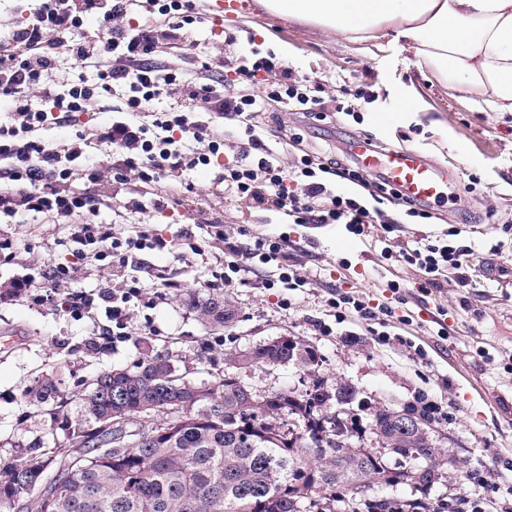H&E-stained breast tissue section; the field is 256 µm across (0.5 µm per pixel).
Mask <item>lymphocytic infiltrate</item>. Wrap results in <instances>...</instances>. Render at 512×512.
I'll return each mask as SVG.
<instances>
[{"instance_id":"lymphocytic-infiltrate-1","label":"lymphocytic infiltrate","mask_w":512,"mask_h":512,"mask_svg":"<svg viewBox=\"0 0 512 512\" xmlns=\"http://www.w3.org/2000/svg\"><path fill=\"white\" fill-rule=\"evenodd\" d=\"M156 4L157 0H28L20 9V19L0 38V104L6 115L0 120V160L8 161V187L0 188V217L12 218L28 211L69 217L93 211V197L71 190L68 183L74 170H82L86 182L101 185L108 178L134 175L142 183L157 181L185 166L210 164L219 153L217 141L208 133L210 124L192 119L193 110L214 112L236 121L248 147L242 161L225 165L216 174L214 187L225 186L253 208L273 210L297 224H349L363 231L368 224H385L389 218L383 205L394 193L386 182L367 186L359 170L345 165L338 155L314 158L303 156L291 167H282L278 156L258 131L256 116L268 104L277 103L292 112H311L316 105L320 82L297 76L292 67L277 59L274 52L249 49L250 64L238 66L239 80L250 81L257 72L272 74L262 95L233 98L224 96L222 79L199 84L193 95L196 107L180 104L169 107L152 125L140 124L136 116L148 111L151 103L171 95L178 77L150 60L158 45L150 31L128 30L120 25L129 6ZM94 19L105 30V44L83 30L86 19ZM107 49L121 59L118 67L99 71L93 84L79 83L57 89L50 74L59 55L66 54L80 64L96 60L99 49ZM120 92L119 105L99 139L112 147V162L102 168L84 163L82 148L60 152L37 138L53 112H84L90 103ZM39 94L44 106L32 109L30 94ZM467 246L427 244L407 252V262L426 273L438 272L442 264L462 268ZM73 267L59 264L13 281L12 293L38 303L64 298L65 308L76 316L103 307L116 329H124L129 305L144 298L140 282L93 297L85 291H66L73 281Z\"/></svg>"}]
</instances>
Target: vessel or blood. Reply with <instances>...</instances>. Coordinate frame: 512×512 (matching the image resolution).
<instances>
[{"label": "vessel or blood", "mask_w": 512, "mask_h": 512, "mask_svg": "<svg viewBox=\"0 0 512 512\" xmlns=\"http://www.w3.org/2000/svg\"><path fill=\"white\" fill-rule=\"evenodd\" d=\"M351 151L362 168L383 175L405 198L428 203L444 197L447 183L439 170L419 151L381 150L367 139L354 138Z\"/></svg>", "instance_id": "vessel-or-blood-1"}]
</instances>
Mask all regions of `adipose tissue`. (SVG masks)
<instances>
[{
	"mask_svg": "<svg viewBox=\"0 0 512 512\" xmlns=\"http://www.w3.org/2000/svg\"><path fill=\"white\" fill-rule=\"evenodd\" d=\"M278 15L339 33L394 28L417 63L448 87L512 114V0H256Z\"/></svg>",
	"mask_w": 512,
	"mask_h": 512,
	"instance_id": "obj_1",
	"label": "adipose tissue"
}]
</instances>
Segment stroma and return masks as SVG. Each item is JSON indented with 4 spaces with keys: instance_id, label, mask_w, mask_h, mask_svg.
I'll return each mask as SVG.
<instances>
[{
    "instance_id": "stroma-1",
    "label": "stroma",
    "mask_w": 512,
    "mask_h": 512,
    "mask_svg": "<svg viewBox=\"0 0 512 512\" xmlns=\"http://www.w3.org/2000/svg\"><path fill=\"white\" fill-rule=\"evenodd\" d=\"M172 18L132 7L124 26L163 34L155 65L183 79L224 77L227 95H259L271 76L258 72L238 83L233 67L249 43L283 55L299 74L323 86L317 116L271 107L262 117L265 141L282 143L291 165L303 155L326 156L365 136L388 146L420 151L448 176V195L431 205V218H404L401 200L385 203L393 227L376 224L356 234L343 224H292L282 215L247 207L234 192L212 187L217 165L186 167L146 185L116 180L99 187L73 179L75 189L101 198L93 215L119 239L138 234L159 246L122 248L126 260L108 263L94 251L76 255L70 233L79 217L20 213L0 221V333L19 343L0 350V456L19 446L64 441L45 404L29 394L36 381L52 378L57 401L76 412L94 375L129 367L150 356L171 358L179 374L213 385L230 374L258 390L303 389L313 381L349 380L362 404L360 423L388 403L420 409L433 402V418L451 453L466 465L458 472L457 497L480 500L483 512H512V115L478 111L475 97L452 91L429 69L418 67L405 40L379 29L339 34L315 23L286 19L257 6L224 18L222 30L184 25L167 39ZM358 107L357 118L336 115V103ZM102 105L49 124L39 135L67 151L86 137V159L112 162V148L95 136L110 121ZM167 198L157 208L155 199ZM281 244L286 266L254 256L256 241ZM421 240L471 249L468 283L447 268L438 285L408 264L400 249ZM500 244L498 254L489 248ZM243 249L231 259L229 246ZM235 269H228V261ZM498 266L501 285L483 275ZM77 265L73 289L103 293L136 277L148 303L129 308L123 338L98 335L103 314L77 317L60 304L40 305L9 296V282L34 265ZM302 279L291 288L287 278ZM224 297L231 322L214 327L195 307ZM371 309L363 319L353 308ZM291 336L314 347L320 365L308 375L291 365H236L229 353Z\"/></svg>"
}]
</instances>
